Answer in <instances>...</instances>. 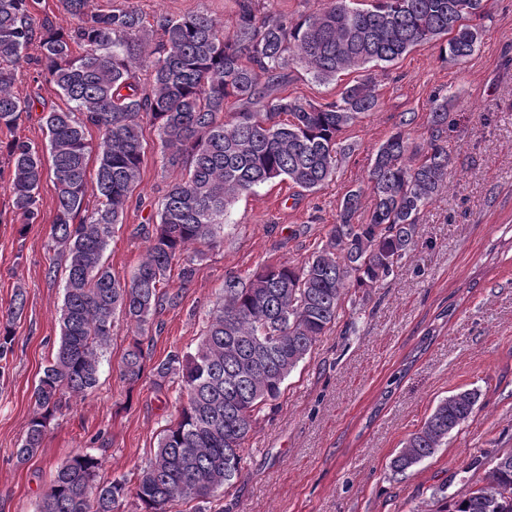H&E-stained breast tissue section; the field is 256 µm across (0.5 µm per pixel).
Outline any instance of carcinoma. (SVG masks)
Masks as SVG:
<instances>
[{
	"instance_id": "1",
	"label": "carcinoma",
	"mask_w": 512,
	"mask_h": 512,
	"mask_svg": "<svg viewBox=\"0 0 512 512\" xmlns=\"http://www.w3.org/2000/svg\"><path fill=\"white\" fill-rule=\"evenodd\" d=\"M59 4L77 20L68 33L34 26L36 0H0V127H15L28 108L13 91L15 65L36 35L44 77L69 102L42 117L47 151L19 138L7 144L13 207L24 223H36L39 188L53 178V251L68 261L61 336L34 388L33 416L16 458H33L51 421L71 399L94 390L119 315L134 333L121 377L134 385L149 371L159 390L179 377L178 415L134 487L123 478L98 480L101 460L81 450L57 469L38 512H122L130 497L138 512H170L176 501L210 504L241 476L258 413L336 324L346 292L369 293L416 250L421 215L448 186V97L432 102L423 143L412 141L415 117L404 115L377 148L366 223L355 221L362 189L348 191L336 223L301 265L265 263L245 279L226 276L222 302L208 313L195 352L152 365L144 344L167 277L176 265L192 276L194 246L221 245L238 197L277 180L320 189L335 176L337 155L351 151L339 134L379 107L369 77L347 84L331 102L281 96L291 66L330 83L426 43L447 60L465 62L482 42L486 0H372L368 8L325 0L296 18L276 10L274 0H238L233 31L206 14L163 17L155 44L133 6L92 11L89 0ZM142 65L149 70L144 86L135 75ZM231 99L238 110L226 114ZM147 122L157 130L163 166L181 175L158 203L144 258L121 281L104 255L140 181ZM91 128L100 134L95 146ZM25 306L26 291L18 288L0 318V361L12 351ZM479 398L467 389L440 400L393 456L391 470L404 473L448 444ZM474 465L485 467L483 484L450 496L448 486L438 488L439 512H512V451Z\"/></svg>"
}]
</instances>
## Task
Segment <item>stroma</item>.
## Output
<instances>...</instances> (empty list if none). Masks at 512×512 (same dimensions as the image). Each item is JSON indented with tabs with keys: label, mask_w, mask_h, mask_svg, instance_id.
Returning a JSON list of instances; mask_svg holds the SVG:
<instances>
[{
	"label": "stroma",
	"mask_w": 512,
	"mask_h": 512,
	"mask_svg": "<svg viewBox=\"0 0 512 512\" xmlns=\"http://www.w3.org/2000/svg\"><path fill=\"white\" fill-rule=\"evenodd\" d=\"M133 2L156 22L204 13L232 31L236 0H91L93 9ZM482 42L462 64L442 60L424 44L391 64L372 68L379 107L345 128L351 145L333 180L316 192L288 183L261 187L236 200L220 248L205 250L191 278L171 273L167 298L150 331L153 361L194 351L208 312L221 301L224 278L247 277L259 264L302 263L324 237L348 190L365 180L378 146L404 112L416 115L412 136L427 137L435 96L450 95L448 187L424 211L419 246L375 289L371 300L345 302L336 326L289 376L275 405L257 416L243 474L215 502L222 512H438L443 483L467 491L484 470L473 458L512 450V0H488ZM38 43L17 66L15 94L28 101L18 126L0 128V314L15 287L27 291L15 325L13 351L0 368V512H37L58 465L74 452L99 457L101 481L135 479L153 458L160 432L177 414L178 382L156 390L151 376L135 386L120 378L132 336L118 322L92 395L74 401L53 422L36 456L18 464L33 413L32 394L60 336L63 269H50V229L57 189L44 179L37 223L23 224L12 206L5 146L21 138L45 146L42 116L67 108L41 76ZM349 76L315 82L291 69L282 93L312 102L336 100ZM141 181L105 252L113 274L130 279L144 257L152 216L179 168H162L159 140L145 127ZM455 312L444 326L435 317ZM439 334L422 354L414 349L429 328ZM407 374L388 387L399 369ZM481 392L473 416L445 447L403 474L389 462L436 403L457 389Z\"/></svg>",
	"instance_id": "35a3bbf8"
}]
</instances>
